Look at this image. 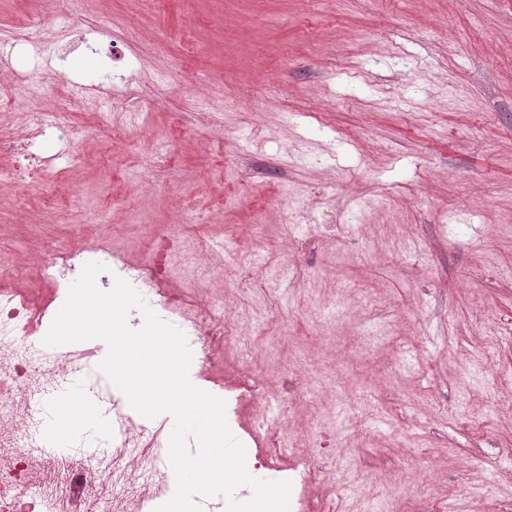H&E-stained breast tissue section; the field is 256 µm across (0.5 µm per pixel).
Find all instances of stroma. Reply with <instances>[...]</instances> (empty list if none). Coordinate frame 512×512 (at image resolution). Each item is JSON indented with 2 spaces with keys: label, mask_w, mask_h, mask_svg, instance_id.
I'll use <instances>...</instances> for the list:
<instances>
[{
  "label": "stroma",
  "mask_w": 512,
  "mask_h": 512,
  "mask_svg": "<svg viewBox=\"0 0 512 512\" xmlns=\"http://www.w3.org/2000/svg\"><path fill=\"white\" fill-rule=\"evenodd\" d=\"M81 10L163 86L129 90L146 121L90 135L56 180L0 189V260L27 269L0 290L49 317L50 249L138 267L166 243L158 300L178 322L207 301L237 335L193 384L251 458L276 446L294 512H512V0ZM37 20L67 57L42 111L128 67L88 64L41 0H0V26Z\"/></svg>",
  "instance_id": "35a3bbf8"
}]
</instances>
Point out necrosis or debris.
<instances>
[{
	"label": "necrosis or debris",
	"instance_id": "necrosis-or-debris-1",
	"mask_svg": "<svg viewBox=\"0 0 512 512\" xmlns=\"http://www.w3.org/2000/svg\"><path fill=\"white\" fill-rule=\"evenodd\" d=\"M39 28L28 25L0 29V95L22 119V129L0 123V154L12 157V166L0 169V187L47 182L57 177L62 162L79 156V147L90 128L115 121H134L136 114L126 98L115 96L109 109L92 115L90 126L73 123L67 110H37L57 77L45 68L41 56L50 52ZM215 322L209 310L200 308L180 325L192 350L191 371L201 370L211 356ZM40 313L15 296L0 292V423L18 427L11 439L0 442L12 467L0 482V512H51L68 503L66 490L89 479L94 465L87 460H62L58 491L48 496L37 491L28 476V463L38 445L36 422L41 394L67 395L65 385L81 364L74 350L57 347L53 362L33 352L32 336L44 331ZM112 481L123 485L120 498H95L86 512H156L170 492L169 468L157 449L162 430L137 419L122 399L112 401Z\"/></svg>",
	"mask_w": 512,
	"mask_h": 512
}]
</instances>
